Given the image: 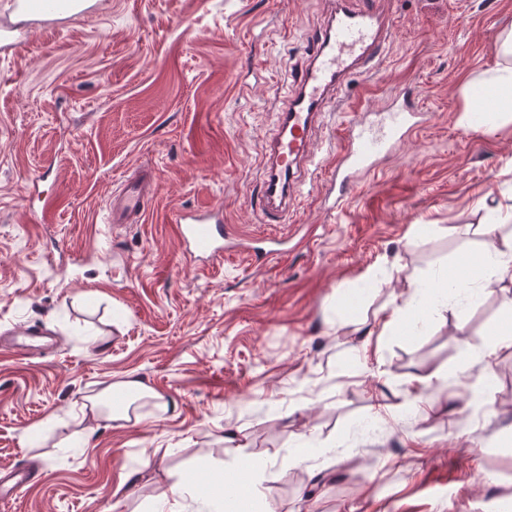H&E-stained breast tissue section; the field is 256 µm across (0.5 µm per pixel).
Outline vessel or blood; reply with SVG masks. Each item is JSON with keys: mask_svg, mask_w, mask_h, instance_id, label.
Instances as JSON below:
<instances>
[{"mask_svg": "<svg viewBox=\"0 0 512 512\" xmlns=\"http://www.w3.org/2000/svg\"><path fill=\"white\" fill-rule=\"evenodd\" d=\"M390 0H333L324 32L308 46L306 63L292 76L294 88L277 113L275 127L263 142L259 221L289 223L298 206L300 188L312 171L310 147L323 118L340 103L349 78L380 59L395 34ZM102 0H11L14 17L26 26L0 23V48H16L28 29H53L98 10ZM425 121L417 92L407 86L395 91L387 111L360 109L336 134V159L330 179L318 195L330 209L347 203L358 179L375 170L397 144ZM158 173L147 165L125 178L106 203L111 224L143 222L156 190ZM193 262L222 260L229 233L224 209L216 205L173 211L168 217ZM35 478L22 467L0 468V500L9 501Z\"/></svg>", "mask_w": 512, "mask_h": 512, "instance_id": "b4317fda", "label": "vessel or blood"}]
</instances>
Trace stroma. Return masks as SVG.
<instances>
[{
	"label": "stroma",
	"mask_w": 512,
	"mask_h": 512,
	"mask_svg": "<svg viewBox=\"0 0 512 512\" xmlns=\"http://www.w3.org/2000/svg\"><path fill=\"white\" fill-rule=\"evenodd\" d=\"M327 0H106L100 12L0 51V331L39 325L54 348L0 350V465H40L0 512H151L176 484L199 494L267 460L248 512H507L512 347L477 410L475 348L493 340L512 287L415 309L383 329L407 282L432 285L511 225L512 125L460 122V89L497 62L512 0H391L397 29L348 94L371 109L414 85L426 121L363 177L343 211L302 194L278 258L201 268L167 214L205 203L244 234L275 93L324 22ZM159 169L142 223L109 224L116 180ZM58 197L31 222L32 192ZM376 271L372 286L365 275ZM127 379L152 398L110 420ZM419 405L390 413L401 398ZM385 413H377V405ZM240 447H226L225 431ZM319 447L302 467L292 451Z\"/></svg>",
	"instance_id": "1"
}]
</instances>
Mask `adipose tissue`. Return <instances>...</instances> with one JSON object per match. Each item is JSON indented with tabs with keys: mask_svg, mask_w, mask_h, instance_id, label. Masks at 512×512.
I'll use <instances>...</instances> for the list:
<instances>
[{
	"mask_svg": "<svg viewBox=\"0 0 512 512\" xmlns=\"http://www.w3.org/2000/svg\"><path fill=\"white\" fill-rule=\"evenodd\" d=\"M496 66L467 80L461 94L465 101L462 120L470 128L486 134L512 123V27L495 37ZM512 284V235L487 244L473 266L462 267L459 274L447 276L444 290L430 297L433 308L448 307V291L456 288L472 295L493 292L495 287Z\"/></svg>",
	"mask_w": 512,
	"mask_h": 512,
	"instance_id": "obj_1",
	"label": "adipose tissue"
}]
</instances>
